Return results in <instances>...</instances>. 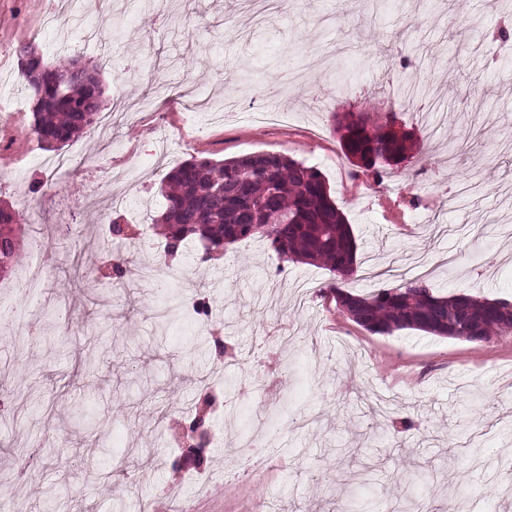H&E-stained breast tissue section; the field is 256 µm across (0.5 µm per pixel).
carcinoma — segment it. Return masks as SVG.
Here are the masks:
<instances>
[{
  "label": "carcinoma",
  "mask_w": 512,
  "mask_h": 512,
  "mask_svg": "<svg viewBox=\"0 0 512 512\" xmlns=\"http://www.w3.org/2000/svg\"><path fill=\"white\" fill-rule=\"evenodd\" d=\"M37 50L32 42L17 48L19 78L32 102V130L44 149L55 151L97 124L103 90L93 66L73 57L47 66L41 54L28 60ZM396 104L403 102L378 108L376 120L368 112L333 114L345 157L378 181L387 167L408 159L414 147L411 136L396 130L390 119ZM159 193L166 207L157 223L168 248L196 240L208 260L228 244L259 239L284 261L323 265L339 277L329 291L341 311L373 334L411 329L475 343L512 334V313L499 312L512 307L506 299L442 296L421 277L370 294L342 288L357 272L350 224L322 174L287 155L186 160L162 178ZM20 220L18 212L0 206V274L14 267L21 254L15 233Z\"/></svg>",
  "instance_id": "1"
}]
</instances>
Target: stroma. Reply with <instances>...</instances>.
<instances>
[{"label":"stroma","mask_w":512,"mask_h":512,"mask_svg":"<svg viewBox=\"0 0 512 512\" xmlns=\"http://www.w3.org/2000/svg\"><path fill=\"white\" fill-rule=\"evenodd\" d=\"M510 12L505 0H287L257 22L253 0H0V46L32 41L47 59L96 63L112 124L106 141L43 149L17 58L0 57V205L23 214L27 244L0 278L17 312L0 329V499L34 512L49 473L62 512H357L378 498L512 512L499 492L512 481V335L373 334L342 313L323 266L252 240L217 261L197 244L171 256L158 234L155 253L101 225H152L160 180L186 159L281 153L321 172L360 268L379 267L354 290L396 287L422 256L439 291L511 299L512 238L472 233L495 215L512 225V54L492 40ZM402 41L418 46L412 67L448 122L432 135L417 105L397 110L417 156L355 188L330 115L397 98ZM130 70L137 82H116ZM189 78L209 99L193 112L179 97ZM116 252L167 265L166 296L138 273L110 287L102 271ZM31 268L38 287H20ZM195 301L208 316L154 318L160 304ZM269 373L272 399L222 385ZM208 396L198 452L190 424ZM77 397L99 426L71 418ZM311 410L317 422L295 427ZM391 415L410 429H388ZM263 423L274 445L241 447Z\"/></svg>","instance_id":"stroma-1"}]
</instances>
